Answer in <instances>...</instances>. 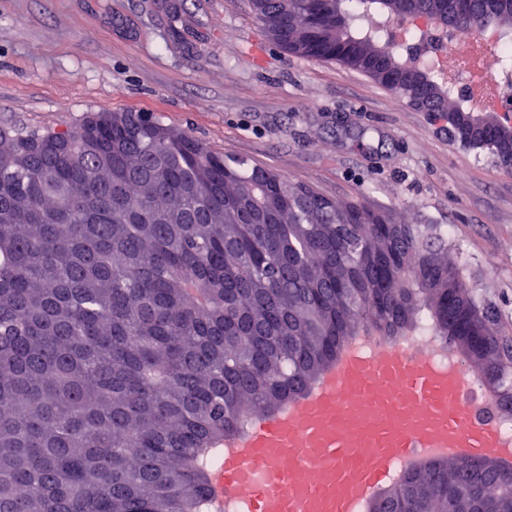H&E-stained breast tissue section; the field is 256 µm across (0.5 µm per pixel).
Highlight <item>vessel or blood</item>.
Masks as SVG:
<instances>
[{
    "label": "vessel or blood",
    "instance_id": "1",
    "mask_svg": "<svg viewBox=\"0 0 512 512\" xmlns=\"http://www.w3.org/2000/svg\"><path fill=\"white\" fill-rule=\"evenodd\" d=\"M465 378L399 348L370 358L346 347L305 393L225 438L210 512H354L398 468L432 457L512 460L492 404L467 402Z\"/></svg>",
    "mask_w": 512,
    "mask_h": 512
}]
</instances>
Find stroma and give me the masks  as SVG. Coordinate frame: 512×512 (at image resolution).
Wrapping results in <instances>:
<instances>
[{"label": "stroma", "instance_id": "1", "mask_svg": "<svg viewBox=\"0 0 512 512\" xmlns=\"http://www.w3.org/2000/svg\"><path fill=\"white\" fill-rule=\"evenodd\" d=\"M140 112L337 202L448 226L512 336V170L371 77L274 46L251 0H0V129Z\"/></svg>", "mask_w": 512, "mask_h": 512}]
</instances>
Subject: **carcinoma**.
Masks as SVG:
<instances>
[{
    "instance_id": "obj_1",
    "label": "carcinoma",
    "mask_w": 512,
    "mask_h": 512,
    "mask_svg": "<svg viewBox=\"0 0 512 512\" xmlns=\"http://www.w3.org/2000/svg\"><path fill=\"white\" fill-rule=\"evenodd\" d=\"M351 0H273L269 32L299 56L377 64L402 52L361 32ZM479 4L456 24L483 29ZM422 87L499 142V114L467 112L431 72ZM230 164L137 112L77 128L0 130V512H207L210 457L243 421L300 396L350 337L422 313L512 382V341L435 243L273 173ZM391 512H512V468L469 458L407 469Z\"/></svg>"
}]
</instances>
